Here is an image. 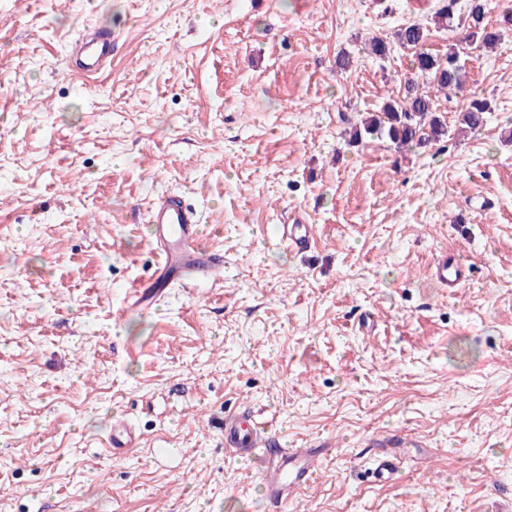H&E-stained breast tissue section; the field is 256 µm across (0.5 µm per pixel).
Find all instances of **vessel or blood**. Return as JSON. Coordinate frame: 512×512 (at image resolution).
Segmentation results:
<instances>
[{
	"instance_id": "obj_1",
	"label": "vessel or blood",
	"mask_w": 512,
	"mask_h": 512,
	"mask_svg": "<svg viewBox=\"0 0 512 512\" xmlns=\"http://www.w3.org/2000/svg\"><path fill=\"white\" fill-rule=\"evenodd\" d=\"M118 36L112 31L87 28L74 43L76 53L71 63L73 72L92 78L102 74L112 61V51ZM152 251L157 258L152 280L133 289L132 305L148 308L154 305L166 288L185 282L216 284L224 270V257L207 246L201 237V218L195 208L184 204L180 196L159 195L150 211ZM280 238L298 251L308 250L312 243L311 227L307 224H283ZM470 266L461 259L438 256L434 262L433 279L443 288H459L470 279ZM139 436L133 425L124 419L113 420L106 446L112 455L125 454L136 447ZM269 445L266 428L254 415L232 412L224 417V448L240 458L262 453ZM323 448H279L267 460L262 480L269 501L278 503L292 490L306 486L314 477L315 464Z\"/></svg>"
}]
</instances>
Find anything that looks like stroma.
<instances>
[{"label": "stroma", "instance_id": "stroma-1", "mask_svg": "<svg viewBox=\"0 0 512 512\" xmlns=\"http://www.w3.org/2000/svg\"><path fill=\"white\" fill-rule=\"evenodd\" d=\"M440 6L0 0V512H512V35L476 47L468 0ZM412 23L459 54L463 90L434 97L447 138L349 144L404 96ZM87 27L120 37L90 81L67 67ZM473 95L492 112L457 133ZM164 191L200 213L224 285L148 315L127 297ZM296 221L304 252L278 236ZM445 252L473 268L453 295ZM229 407L287 447L328 442L282 508L262 458L226 453ZM116 418L141 438L120 456ZM379 435L413 443L382 480ZM280 238L297 251H306L312 243L310 224H281L279 225Z\"/></svg>", "mask_w": 512, "mask_h": 512}]
</instances>
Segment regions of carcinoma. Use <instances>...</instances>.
<instances>
[{
    "mask_svg": "<svg viewBox=\"0 0 512 512\" xmlns=\"http://www.w3.org/2000/svg\"><path fill=\"white\" fill-rule=\"evenodd\" d=\"M502 18L504 29L488 26L484 23V4L481 0H473L467 38L485 48H496L501 44L503 30L512 28V9H505ZM396 38L401 45L417 49L413 60L414 78L408 80L403 98L387 100L380 111L362 118L351 128L349 135L353 143H359L367 136H376L389 140L397 149H403L413 145L424 147L448 137L446 120L437 113L433 98L419 92L418 79L425 80L446 96L459 91L464 80L457 52L450 51L440 60L423 49L424 31L416 24L400 28ZM489 111L490 103L486 99L474 97L460 113V123L478 132L484 126Z\"/></svg>",
    "mask_w": 512,
    "mask_h": 512,
    "instance_id": "carcinoma-1",
    "label": "carcinoma"
}]
</instances>
